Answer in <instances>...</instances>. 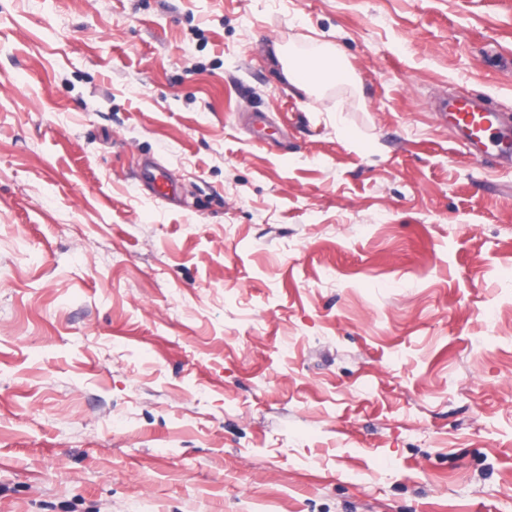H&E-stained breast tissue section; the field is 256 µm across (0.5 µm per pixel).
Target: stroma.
I'll use <instances>...</instances> for the list:
<instances>
[{"label": "stroma", "instance_id": "35a3bbf8", "mask_svg": "<svg viewBox=\"0 0 512 512\" xmlns=\"http://www.w3.org/2000/svg\"><path fill=\"white\" fill-rule=\"evenodd\" d=\"M461 88L512 115V0H0V512H512V167ZM278 54L288 81L304 92L314 90L317 85L331 78L344 75L342 63L336 59L335 54L328 51H321L313 61L288 58V54L280 48ZM433 112L447 120L465 143L496 163L512 160V121L460 89L438 96ZM136 175L151 188L153 198L161 202H170L176 198L177 187L165 168L145 164Z\"/></svg>", "mask_w": 512, "mask_h": 512}]
</instances>
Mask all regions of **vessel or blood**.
<instances>
[{"mask_svg":"<svg viewBox=\"0 0 512 512\" xmlns=\"http://www.w3.org/2000/svg\"><path fill=\"white\" fill-rule=\"evenodd\" d=\"M433 110L439 119L448 121L470 149L499 164L512 160V120L471 97L466 90L438 96ZM137 176L150 187L155 199H175L177 187L165 168L147 164Z\"/></svg>","mask_w":512,"mask_h":512,"instance_id":"vessel-or-blood-1","label":"vessel or blood"}]
</instances>
